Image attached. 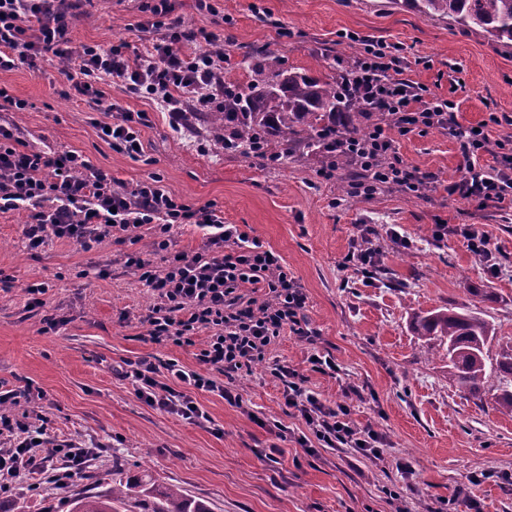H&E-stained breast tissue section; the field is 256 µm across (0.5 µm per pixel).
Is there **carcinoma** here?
Masks as SVG:
<instances>
[{"instance_id":"obj_1","label":"carcinoma","mask_w":512,"mask_h":512,"mask_svg":"<svg viewBox=\"0 0 512 512\" xmlns=\"http://www.w3.org/2000/svg\"><path fill=\"white\" fill-rule=\"evenodd\" d=\"M390 4L462 28H479L512 45V0H390ZM252 70L256 79L240 93L235 107L205 114L212 131L230 132L247 146L254 145L259 135L268 149L287 140L315 155L325 152L330 137H364L359 127L364 105L343 98L338 81L284 69L274 57L256 61ZM412 328L418 338L439 342L442 358L448 360V376L468 392H481L488 372H496L500 386L494 403L512 417V347L490 358L489 344L497 336L493 324L464 308H441L414 316ZM70 505L71 512H211L200 500L156 485L146 471L133 479L112 481L105 492L77 494Z\"/></svg>"}]
</instances>
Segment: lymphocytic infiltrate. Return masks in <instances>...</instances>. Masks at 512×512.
<instances>
[{
  "mask_svg": "<svg viewBox=\"0 0 512 512\" xmlns=\"http://www.w3.org/2000/svg\"><path fill=\"white\" fill-rule=\"evenodd\" d=\"M84 0H0V70L16 63L35 65L54 56L67 62V78L74 96L92 107L102 104L99 84L103 79L123 86L129 94L156 104L168 112L174 128L188 126L202 112L223 110L237 91L225 79L231 57L216 51V37L203 29H189L171 15L169 0H157L150 16L140 22L143 31H157L145 51L129 54L125 40L109 48L95 44L73 45L70 26ZM359 52L340 60L339 90L342 96L368 99L373 111L364 115V139L333 142V152L349 157L364 178L352 183L351 196H369L382 187H395L418 196L435 187L437 177L420 173L401 158L398 138L431 129L451 131L460 144L466 173L449 183V194L480 204H512V145L491 141L489 125L501 124L497 113L478 126H461L457 105L449 99L426 97L422 87L394 78L398 60L388 44L359 38ZM149 124L144 112L118 109L102 139L113 151L141 157L142 130ZM494 166L479 167L486 154ZM26 209L22 236L35 251L48 239H66L82 250L96 249L106 238L141 227L148 228L151 250L162 255L164 267L153 266L139 251L126 255V265L148 287L154 303L145 321L154 343L174 347L197 345L198 369L178 360L163 368L148 359L126 361L119 374L131 380L149 406L173 413L189 423L202 425L209 417L194 398L195 392L217 394L242 405L233 386L236 375L265 365L282 386L285 413L299 421V428L276 427V443L261 449L267 461L278 462V443L290 439L305 452L316 449L346 450L368 459L380 458L385 438L370 428L357 427L346 404L331 406L306 386V379L285 362L270 358L269 348L282 335L313 341L315 332L305 316L307 296L288 270L283 258L238 225L225 223L213 205L194 207L179 202L154 174L129 189L117 188L111 173L93 167L83 155L46 152L24 147L18 126L0 118V211ZM187 224L204 232L201 252L175 250V238ZM376 230L364 224L342 259L343 268L374 279L380 253L373 245ZM260 288L266 299L244 298L242 288ZM205 340H197V333ZM166 370V381L157 373ZM34 399L31 389H0V493L11 492L19 475L37 480L50 478L66 486L68 477L91 460L94 451L63 440L48 445L44 427L17 413L21 403Z\"/></svg>",
  "mask_w": 512,
  "mask_h": 512,
  "instance_id": "1",
  "label": "lymphocytic infiltrate"
}]
</instances>
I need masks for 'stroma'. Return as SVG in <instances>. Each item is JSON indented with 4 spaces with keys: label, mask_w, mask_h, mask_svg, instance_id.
<instances>
[{
    "label": "stroma",
    "mask_w": 512,
    "mask_h": 512,
    "mask_svg": "<svg viewBox=\"0 0 512 512\" xmlns=\"http://www.w3.org/2000/svg\"><path fill=\"white\" fill-rule=\"evenodd\" d=\"M170 0L175 17L190 28L217 35L231 55L227 78L244 87L249 65L267 53L315 77L336 76V60L359 52L350 32L386 42L399 58V77L424 87L428 96L455 101L458 120L470 125L489 113L512 116V47L479 30L389 4L388 0ZM147 0H88L71 28L74 44L109 48L125 39L140 51L154 39L136 24ZM26 101L11 113L30 147L74 151L116 183L130 188L160 174L178 201L214 205L228 224L258 237L284 259L307 295L306 314L316 345L283 333L270 348L308 378L310 389L328 404H348L352 420L381 433L387 445L381 461L319 450L308 456L294 442L277 441L267 424L283 419L282 386L263 366L242 373L236 384L242 406L214 393L195 399L211 425L188 423L148 406L130 381L114 370L123 360L170 359L198 369L196 349L153 343L140 320L152 302L137 275L126 267L131 246L106 239L92 252L64 239L48 240L30 253L21 236L25 210L0 212V381L6 387L32 385L42 394L34 404L45 419L48 442L72 439L96 446L97 454L65 487L31 491L16 482L0 495V512H69L75 493L111 487L112 463L124 476L149 471L163 487L207 501L211 512H395L386 489L401 493L407 512H431L440 500L458 496L459 512L475 501L481 512H512V417L495 408L499 386L489 377L474 395L449 382L437 346L414 335L413 314L467 306L495 324L491 353L512 343V208L448 195L449 183L465 173L459 143L450 132L430 130L399 138L403 159L438 184L420 197L395 188L352 197L346 190L354 167L324 179L325 161L297 156L280 145L277 165L217 148L204 118L193 131L174 130L167 113L112 82L101 89L107 102L149 114L144 155L133 159L112 151L98 125L110 118L69 95L59 60L31 69L0 70V89ZM483 224L492 235L503 268L490 272L452 235L433 240L437 222ZM362 224L375 225L381 270L375 284L342 268L341 261ZM410 238L405 249L389 230ZM46 284L42 307L28 305L25 292ZM488 298L474 296V289ZM63 318L45 333L41 319ZM329 354L335 375L311 371L312 350ZM280 442V463L257 457V449ZM120 458H113V449ZM489 479L473 485L472 471Z\"/></svg>",
    "instance_id": "35a3bbf8"
}]
</instances>
